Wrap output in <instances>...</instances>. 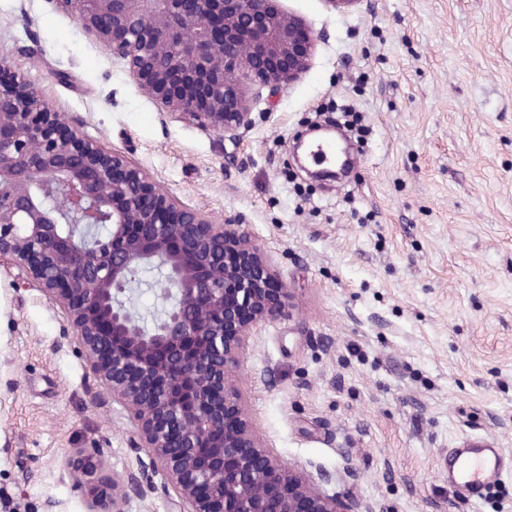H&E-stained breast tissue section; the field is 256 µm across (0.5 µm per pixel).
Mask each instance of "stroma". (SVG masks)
<instances>
[{
    "instance_id": "obj_1",
    "label": "stroma",
    "mask_w": 512,
    "mask_h": 512,
    "mask_svg": "<svg viewBox=\"0 0 512 512\" xmlns=\"http://www.w3.org/2000/svg\"><path fill=\"white\" fill-rule=\"evenodd\" d=\"M280 6L316 35L313 63L236 144L163 122L58 0H0V63L181 205L247 225L288 295L227 387L282 465L391 512H512V480L476 503L443 467L468 437L512 455V0ZM330 102L369 134L303 195L293 141ZM138 437L64 312L0 266V512H86L63 468L86 448L136 479L124 512H179Z\"/></svg>"
}]
</instances>
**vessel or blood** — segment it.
Instances as JSON below:
<instances>
[{"label": "vessel or blood", "instance_id": "b4317fda", "mask_svg": "<svg viewBox=\"0 0 512 512\" xmlns=\"http://www.w3.org/2000/svg\"><path fill=\"white\" fill-rule=\"evenodd\" d=\"M304 151L315 165L335 167L343 148L328 137L306 142ZM507 459L502 449L490 446L485 440H467L462 448L449 455L448 483L461 488L470 497H482L484 491L507 475Z\"/></svg>", "mask_w": 512, "mask_h": 512}]
</instances>
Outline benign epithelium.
Returning <instances> with one entry per match:
<instances>
[{"instance_id":"1","label":"benign epithelium","mask_w":512,"mask_h":512,"mask_svg":"<svg viewBox=\"0 0 512 512\" xmlns=\"http://www.w3.org/2000/svg\"><path fill=\"white\" fill-rule=\"evenodd\" d=\"M174 119L236 143L281 86L312 64L316 38L278 0H60ZM254 81L246 96L241 73ZM63 309L86 359L134 413L184 512H386L344 500L329 477L285 468L255 436L226 378L254 327L283 313L285 287L243 224L177 203L126 153L19 78L0 81V265ZM155 273L163 305L130 316ZM210 457L198 453L201 442ZM104 451L66 461L87 512H123Z\"/></svg>"}]
</instances>
